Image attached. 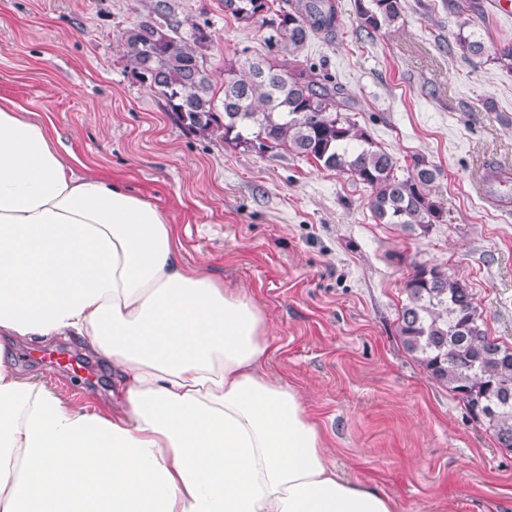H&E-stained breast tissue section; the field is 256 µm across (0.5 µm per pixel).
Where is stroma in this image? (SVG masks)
<instances>
[{"instance_id": "obj_1", "label": "stroma", "mask_w": 512, "mask_h": 512, "mask_svg": "<svg viewBox=\"0 0 512 512\" xmlns=\"http://www.w3.org/2000/svg\"><path fill=\"white\" fill-rule=\"evenodd\" d=\"M356 0H336L333 42L300 54L327 70L354 118L409 169L442 175L447 214L427 233L376 223L369 191L287 151L259 153L184 129L132 75L119 38L152 0H0V97L46 123L74 156L171 218L184 262L242 288L267 313L279 348L269 372L303 393L330 458L348 479L394 499L398 512H512V448L500 446L398 335L414 266L440 265L471 288L491 336L512 347V212L472 190L483 164L512 170V16L494 0H404L391 29L369 37ZM207 23V68L268 56L266 33L225 16L223 0H176ZM483 57H463V19ZM61 365L18 346L15 366L65 401L106 408L111 373L74 340L50 345Z\"/></svg>"}]
</instances>
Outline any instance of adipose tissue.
I'll use <instances>...</instances> for the list:
<instances>
[{
    "mask_svg": "<svg viewBox=\"0 0 512 512\" xmlns=\"http://www.w3.org/2000/svg\"><path fill=\"white\" fill-rule=\"evenodd\" d=\"M79 341L116 407L18 374L15 343ZM244 289L186 266L168 215L76 174L0 97V512H397L330 464Z\"/></svg>",
    "mask_w": 512,
    "mask_h": 512,
    "instance_id": "ef3b65f1",
    "label": "adipose tissue"
}]
</instances>
